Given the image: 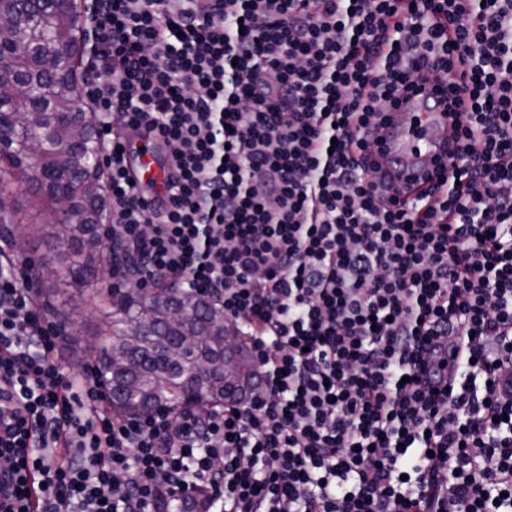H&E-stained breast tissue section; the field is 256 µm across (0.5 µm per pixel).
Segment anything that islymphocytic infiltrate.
<instances>
[{
	"label": "lymphocytic infiltrate",
	"instance_id": "f902f5d3",
	"mask_svg": "<svg viewBox=\"0 0 512 512\" xmlns=\"http://www.w3.org/2000/svg\"><path fill=\"white\" fill-rule=\"evenodd\" d=\"M79 92L121 286L212 297L259 368L119 417L0 255V512H512V0H90ZM446 80L444 191L372 136ZM168 146L162 192L127 136Z\"/></svg>",
	"mask_w": 512,
	"mask_h": 512
}]
</instances>
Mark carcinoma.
Returning a JSON list of instances; mask_svg holds the SVG:
<instances>
[{"mask_svg":"<svg viewBox=\"0 0 512 512\" xmlns=\"http://www.w3.org/2000/svg\"><path fill=\"white\" fill-rule=\"evenodd\" d=\"M84 0H0V75L30 91L27 98L0 94V129L9 133L0 145V223L13 210V190L38 175L44 186L37 197L53 209L58 189L69 190L68 211L44 223L46 235L58 245L75 243L89 259L101 257L113 266L119 256L102 248L105 175L93 168L100 154L96 118L76 92L82 77L79 18ZM87 269H69L67 286L81 293L88 286ZM112 298L108 330L95 351V369L120 414L175 412L191 405L198 394L211 404L236 400L245 385L224 383V336L232 325L224 309L211 299L195 297L196 310L187 320L168 323L166 311L181 299L170 288H150L133 295L126 288H105ZM152 315L158 330L133 338V328ZM204 337L177 361L169 350L187 334ZM128 354L127 369L112 371V356Z\"/></svg>","mask_w":512,"mask_h":512,"instance_id":"obj_1","label":"carcinoma"}]
</instances>
